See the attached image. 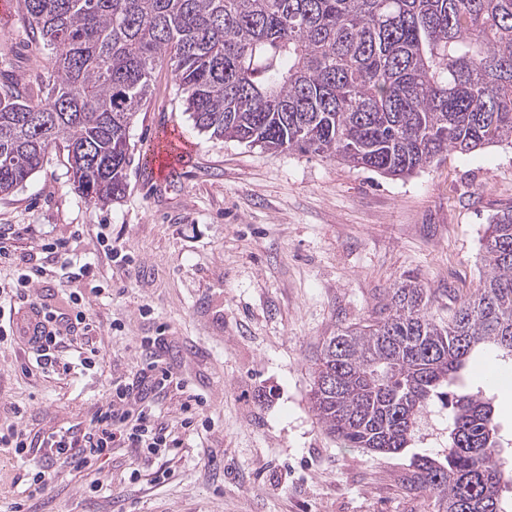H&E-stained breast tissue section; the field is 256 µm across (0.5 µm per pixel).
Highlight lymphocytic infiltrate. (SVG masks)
Instances as JSON below:
<instances>
[{"label": "lymphocytic infiltrate", "instance_id": "1", "mask_svg": "<svg viewBox=\"0 0 512 512\" xmlns=\"http://www.w3.org/2000/svg\"><path fill=\"white\" fill-rule=\"evenodd\" d=\"M32 328L37 367L53 366L62 339L57 330L54 311L43 305H32ZM162 337L148 338L141 343L144 362L128 380L113 384L104 403L93 414L88 426L80 431L55 430L31 438L25 430L10 427L0 432V446L10 449L17 457L26 456L31 448L43 449L49 460H60L81 468L103 457L113 449H134L140 458L150 459L181 447L179 439L170 437L167 427L158 423L151 402L169 390L183 387L182 380L160 358Z\"/></svg>", "mask_w": 512, "mask_h": 512}]
</instances>
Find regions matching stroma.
Listing matches in <instances>:
<instances>
[{
    "instance_id": "obj_1",
    "label": "stroma",
    "mask_w": 512,
    "mask_h": 512,
    "mask_svg": "<svg viewBox=\"0 0 512 512\" xmlns=\"http://www.w3.org/2000/svg\"><path fill=\"white\" fill-rule=\"evenodd\" d=\"M19 18V0H0V75L32 80L47 57L28 47ZM163 130L185 148L165 175L151 162ZM130 145L119 202L85 204L55 149L0 197V231L48 270L30 285V302L65 319L75 293L100 324L89 338L67 332L66 373L26 374L28 345L0 342V430H83L113 382L136 372L143 338L157 335L186 389L154 411L179 424L187 394L199 395L197 427L180 431L176 454L144 465L127 448L81 470L46 463L37 449L23 459L0 449V512L19 501L25 512H436L410 485L411 461L441 452L447 409L425 416L403 453L348 448L312 411L310 366L328 336L376 319L407 277L430 288L437 318L478 288L487 225L512 207V148L451 151L391 179L217 140L196 128L167 66ZM60 243L67 257L54 253ZM81 348L95 350L92 366L80 364ZM498 366L491 357L471 363L461 387L492 397L511 458L512 385L490 379ZM36 465L47 466L48 484L27 498L25 475ZM159 469L165 481H156Z\"/></svg>"
}]
</instances>
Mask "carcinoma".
<instances>
[{
    "label": "carcinoma",
    "instance_id": "carcinoma-1",
    "mask_svg": "<svg viewBox=\"0 0 512 512\" xmlns=\"http://www.w3.org/2000/svg\"><path fill=\"white\" fill-rule=\"evenodd\" d=\"M47 75L0 82V196L64 150L81 198L127 186L129 133L169 61L195 125L407 178L444 153L512 147V0H21ZM476 294L431 316L406 279L380 318L313 360L311 404L350 448L398 453L439 400L448 448L413 483L437 512H508L493 403L459 390L484 353L512 364V209L492 217Z\"/></svg>",
    "mask_w": 512,
    "mask_h": 512
}]
</instances>
